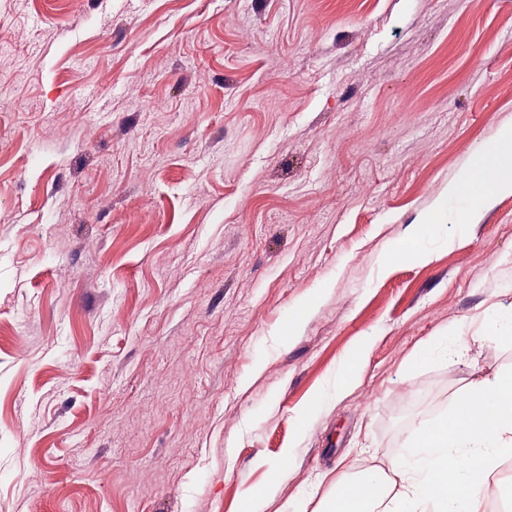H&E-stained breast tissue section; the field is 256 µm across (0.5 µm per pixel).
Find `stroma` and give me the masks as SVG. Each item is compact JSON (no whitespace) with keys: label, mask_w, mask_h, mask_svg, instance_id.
I'll return each instance as SVG.
<instances>
[{"label":"stroma","mask_w":512,"mask_h":512,"mask_svg":"<svg viewBox=\"0 0 512 512\" xmlns=\"http://www.w3.org/2000/svg\"><path fill=\"white\" fill-rule=\"evenodd\" d=\"M505 123L512 0H0V512H321L405 455L512 371V195L421 224ZM388 261L410 257L418 261H427L429 258V251L423 246L421 238L417 237L405 245H396L392 247L387 253ZM367 355L368 348L365 346L355 348L351 351L345 366L336 376V397L349 391L359 382Z\"/></svg>","instance_id":"obj_1"}]
</instances>
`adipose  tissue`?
Wrapping results in <instances>:
<instances>
[{
	"instance_id": "obj_1",
	"label": "adipose tissue",
	"mask_w": 512,
	"mask_h": 512,
	"mask_svg": "<svg viewBox=\"0 0 512 512\" xmlns=\"http://www.w3.org/2000/svg\"><path fill=\"white\" fill-rule=\"evenodd\" d=\"M512 194V126L448 183L434 209L462 224L477 199ZM512 458V372L471 382L446 414L421 423L405 457L358 473L327 512H482L502 461Z\"/></svg>"
}]
</instances>
